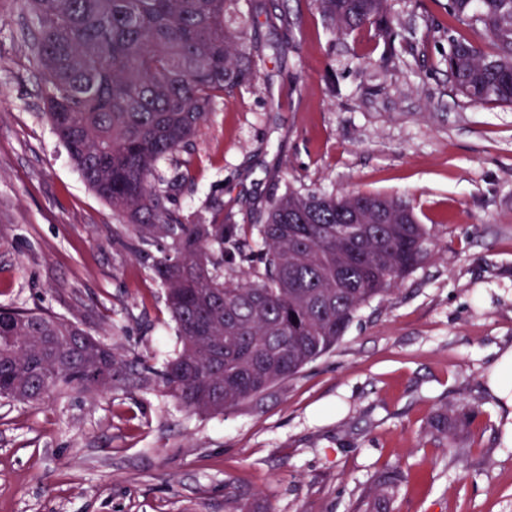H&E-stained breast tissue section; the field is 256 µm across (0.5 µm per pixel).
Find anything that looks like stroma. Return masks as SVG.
<instances>
[{
	"label": "stroma",
	"instance_id": "obj_1",
	"mask_svg": "<svg viewBox=\"0 0 512 512\" xmlns=\"http://www.w3.org/2000/svg\"><path fill=\"white\" fill-rule=\"evenodd\" d=\"M391 5L404 49L385 70L372 31L336 38L312 0H242L278 16L254 36L284 54L157 174L184 175V219L215 201L230 224L290 187L396 196L429 257L333 350L230 411L126 371L94 395L0 401V512H350L396 464L394 512H512V107L453 95L441 7ZM31 32L24 0H0V306L49 310L159 371L182 346L164 291L46 119ZM444 401L479 410L455 457L425 434Z\"/></svg>",
	"mask_w": 512,
	"mask_h": 512
}]
</instances>
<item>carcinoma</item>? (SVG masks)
Wrapping results in <instances>:
<instances>
[{
	"label": "carcinoma",
	"instance_id": "carcinoma-1",
	"mask_svg": "<svg viewBox=\"0 0 512 512\" xmlns=\"http://www.w3.org/2000/svg\"><path fill=\"white\" fill-rule=\"evenodd\" d=\"M239 0H26L36 24L30 51L41 70L46 116L89 187L125 223L112 235L133 253L160 248L152 271L182 347L157 373L187 409L222 413L296 376L341 341L356 313L392 294L427 257L426 232L405 202L292 188L259 223L193 222L171 209L183 178L152 181L162 160L186 149L218 100L252 84L266 48ZM340 39L372 28L389 56L397 33L389 0H314ZM480 41L448 35L451 90L512 106V0H445ZM264 246L252 279L224 278L226 259ZM133 364L76 323L44 310L0 306V389L11 401L112 388L93 373ZM478 409L444 403L427 420L448 452ZM403 471L382 473L360 506L392 512Z\"/></svg>",
	"mask_w": 512,
	"mask_h": 512
}]
</instances>
